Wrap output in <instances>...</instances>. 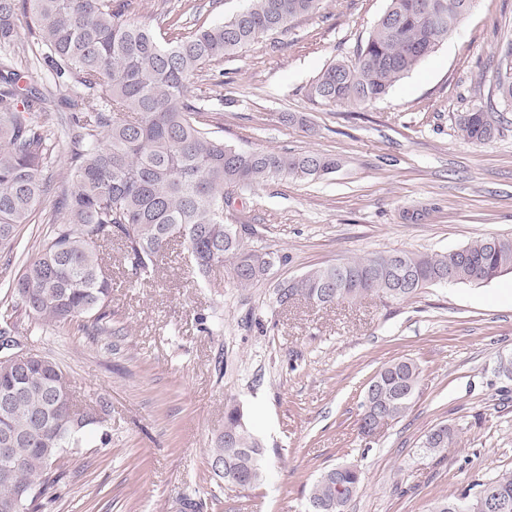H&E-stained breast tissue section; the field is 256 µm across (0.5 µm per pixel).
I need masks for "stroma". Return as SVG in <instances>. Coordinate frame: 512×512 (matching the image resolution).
Returning a JSON list of instances; mask_svg holds the SVG:
<instances>
[{
    "label": "stroma",
    "mask_w": 512,
    "mask_h": 512,
    "mask_svg": "<svg viewBox=\"0 0 512 512\" xmlns=\"http://www.w3.org/2000/svg\"><path fill=\"white\" fill-rule=\"evenodd\" d=\"M388 0H322L286 34L254 40L203 67L197 86L211 128L245 150L336 157L317 181H272L239 190L224 214L249 224L243 241L280 251L267 280L237 287L214 269L197 278L173 246L150 280L132 279L120 247L107 260L112 324L91 339L73 326L33 327L25 352L56 358L75 400L110 405L112 443L96 431L65 451L70 474L51 512H306L311 485L341 463L364 480L345 512H430L477 479L512 473V274L431 286L382 304L365 297L321 307L275 300V285L311 269L379 252H440L488 235L512 236V112L486 144L464 140L459 113L486 104L501 46L512 39V0H473L456 33L383 99L350 105L310 100L330 63L352 57ZM240 0H133L132 19L157 36L172 20L212 22ZM294 122H283V114ZM47 199L0 259V301L34 258L49 224ZM407 357L421 379L406 417L371 437L357 419L365 387L385 363ZM236 404L265 449V480L240 489L212 479L207 452ZM461 431L444 458L423 454L439 423Z\"/></svg>",
    "instance_id": "1"
}]
</instances>
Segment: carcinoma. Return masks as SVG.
<instances>
[{"label":"carcinoma","instance_id":"carcinoma-1","mask_svg":"<svg viewBox=\"0 0 512 512\" xmlns=\"http://www.w3.org/2000/svg\"><path fill=\"white\" fill-rule=\"evenodd\" d=\"M321 0H246L231 16L201 24L165 43L125 18L127 0H0V55L23 50L30 64L46 69L71 95L61 103L71 114L70 173L57 186L60 221L50 224L37 256L8 284L0 311V436L14 441L9 459L0 457V512L18 490L32 493L25 512H41L60 497L66 470L63 449L108 413L98 407L74 409L67 372L54 358L23 352L34 324L77 325L89 336L123 335L112 327V279L105 274L106 250L122 246L136 280L152 276L179 242L191 254L194 273L204 279L219 266L235 284L251 287L286 256L266 247H248L224 223V209L247 187L276 180L316 181L336 171V157L318 152L243 150L210 130L208 113L193 89L204 65L222 61L261 35L285 33L288 24L319 8ZM472 0H388V6L354 59L327 65L310 84L308 96L322 103H366L383 98L435 52L462 20ZM16 70L0 71V257L11 261L18 229L51 192L44 171L58 160V136L46 97L19 85ZM500 103L489 102L458 115L461 136L490 141L494 112L512 109V40L501 49L495 69ZM392 253L328 264L299 278L277 283L276 302L302 297L317 305L352 302L375 295L385 302L414 298L435 281L453 274L458 283L486 282L512 273V237L486 236L463 252H400L398 262L415 279L401 283ZM420 369L410 359L394 361L369 381L358 419L363 436L380 416L391 423L410 410ZM224 429L235 433L238 448L218 436L208 449L210 472L227 459L247 474L253 487L265 478L263 448L248 429L241 409L226 407ZM459 431L448 424L430 428L420 448L440 455L456 443ZM362 483L349 464L324 471L309 490L317 512H343ZM473 501L492 493L512 512V475L473 483Z\"/></svg>","mask_w":512,"mask_h":512}]
</instances>
